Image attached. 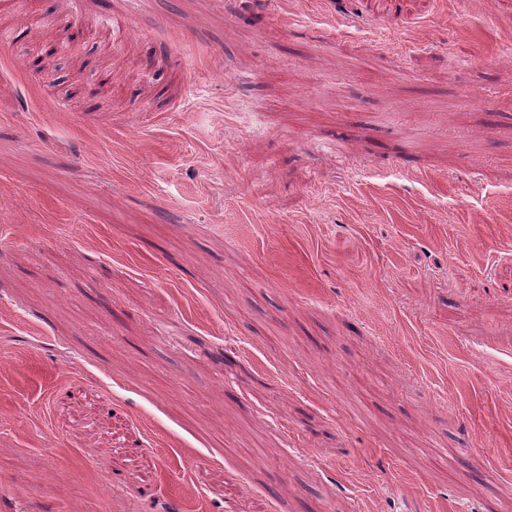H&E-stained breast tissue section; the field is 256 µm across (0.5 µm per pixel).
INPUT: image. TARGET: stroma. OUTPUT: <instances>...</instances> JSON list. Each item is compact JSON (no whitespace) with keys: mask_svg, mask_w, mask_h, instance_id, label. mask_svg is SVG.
<instances>
[{"mask_svg":"<svg viewBox=\"0 0 512 512\" xmlns=\"http://www.w3.org/2000/svg\"><path fill=\"white\" fill-rule=\"evenodd\" d=\"M0 33V512H512L511 13Z\"/></svg>","mask_w":512,"mask_h":512,"instance_id":"35a3bbf8","label":"stroma"}]
</instances>
